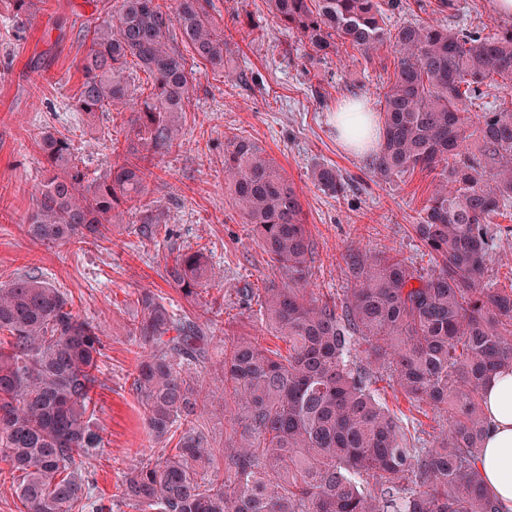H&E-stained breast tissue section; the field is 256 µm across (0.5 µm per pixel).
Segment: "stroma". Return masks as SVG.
<instances>
[{"instance_id":"35a3bbf8","label":"stroma","mask_w":512,"mask_h":512,"mask_svg":"<svg viewBox=\"0 0 512 512\" xmlns=\"http://www.w3.org/2000/svg\"><path fill=\"white\" fill-rule=\"evenodd\" d=\"M0 0V287L25 274H39L61 288L81 317L97 326L103 342L97 408L90 425L102 438L85 466L92 497L104 512H137L122 498L124 474L171 450L150 436L144 407L132 382L140 343L129 334L137 317L135 299L151 290L178 313L215 336L258 338L271 349L283 341L270 334L245 289L265 287L277 272L253 225L233 206L224 177V144L233 137L254 141L296 185L315 248L313 290L317 297L342 296L349 282L345 257L366 249L428 268L433 260L413 226L436 183L433 173L415 171L384 182L365 168L366 158L349 153L336 137L338 105L351 99L374 103L395 66L392 50L372 56L349 47L322 61L293 33L280 29L266 0H212V14L231 39L230 64L241 81L228 84L208 66L197 69L196 89L180 115L176 147L152 156L148 201L166 214L170 236L139 235L135 215L125 217L110 239L65 245L41 244L21 225L44 176L39 139L52 130L67 137L88 178L112 163V145L125 141L130 110L88 115L75 111L81 84L80 59L90 43L81 32L118 10L121 0H45L31 17H14ZM399 0L387 25L436 15L448 27L494 34L512 28V16L494 0ZM335 165L349 184L335 197L313 183L316 166ZM204 250L217 272L199 304H189L163 277L180 250ZM210 394L197 420L214 448L232 427L224 414L221 371L206 367ZM379 397L427 437L439 435L444 412L411 407L389 380Z\"/></svg>"}]
</instances>
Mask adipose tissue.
I'll return each instance as SVG.
<instances>
[{
    "label": "adipose tissue",
    "mask_w": 512,
    "mask_h": 512,
    "mask_svg": "<svg viewBox=\"0 0 512 512\" xmlns=\"http://www.w3.org/2000/svg\"><path fill=\"white\" fill-rule=\"evenodd\" d=\"M486 393L490 425L478 467L483 482L512 510V373L494 375Z\"/></svg>",
    "instance_id": "1"
}]
</instances>
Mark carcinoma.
Listing matches in <instances>:
<instances>
[{"mask_svg": "<svg viewBox=\"0 0 512 512\" xmlns=\"http://www.w3.org/2000/svg\"><path fill=\"white\" fill-rule=\"evenodd\" d=\"M267 2L314 59L344 45L364 54L394 49L393 77L377 101L382 134L367 166L382 180L437 172L415 225L434 267L358 250L347 258L351 287L341 302L313 297V245L297 187L251 140H228L230 198L281 273L256 303L287 354L243 336L216 345L153 293H138L130 335L149 350L136 358L134 384L154 440L178 442L128 471L122 495L139 512H504L478 462L487 382L512 372V287L484 280L496 241L512 230L494 223L512 210V102L470 106L486 89L512 90V28L484 35L427 19L389 28L378 0ZM86 34L76 111L125 108L131 63L152 89L134 103L123 161L94 180L67 138L43 132L47 177L25 232L47 244L105 239L126 205L142 233L167 235L165 212L144 201L151 172L142 162L177 142L197 63L230 77L224 33L209 0H173L169 10L122 0ZM313 180L333 196L346 192L333 165L317 166ZM213 277L199 252H179L164 269L190 301ZM216 348L224 410L237 424L224 439L222 472L196 425L204 378L192 371ZM102 349L97 328L41 276L0 288V458L19 473L15 493L26 512H101L83 468L101 444L87 418ZM384 372L410 403L448 413L437 437L411 432L380 401Z\"/></svg>", "mask_w": 512, "mask_h": 512, "instance_id": "1", "label": "carcinoma"}]
</instances>
